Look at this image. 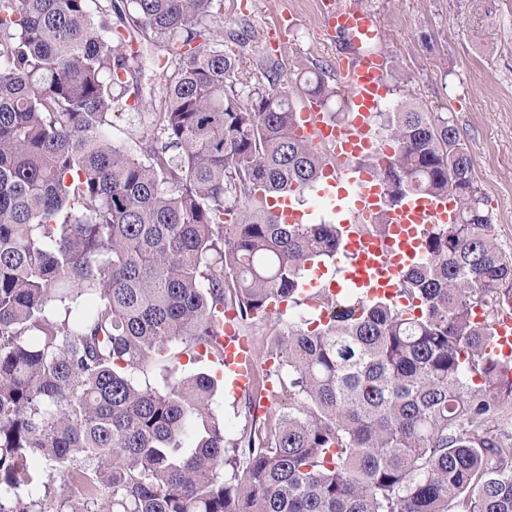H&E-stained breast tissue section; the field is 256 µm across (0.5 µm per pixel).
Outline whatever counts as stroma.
Instances as JSON below:
<instances>
[{
  "instance_id": "stroma-1",
  "label": "stroma",
  "mask_w": 512,
  "mask_h": 512,
  "mask_svg": "<svg viewBox=\"0 0 512 512\" xmlns=\"http://www.w3.org/2000/svg\"><path fill=\"white\" fill-rule=\"evenodd\" d=\"M299 0H224L215 27L221 34L246 30L243 67L249 82L263 81L262 63L284 65L282 82L296 109L307 100L297 87L300 66H333L337 46L322 34L319 10ZM375 13L382 28L378 50L411 79L409 91L427 112L448 116L474 164L475 176L502 248L512 251V0H358ZM283 13L295 20L285 35L286 52L271 54L268 31ZM252 339L260 370L272 362L267 348L280 325L257 316L239 323ZM244 395L219 378L212 398L228 438L249 429Z\"/></svg>"
}]
</instances>
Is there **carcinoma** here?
I'll return each instance as SVG.
<instances>
[{"mask_svg": "<svg viewBox=\"0 0 512 512\" xmlns=\"http://www.w3.org/2000/svg\"><path fill=\"white\" fill-rule=\"evenodd\" d=\"M215 2L0 0V512H512V362L473 320L512 313V254L457 128L407 92L384 113L387 205L456 207L405 271L407 305L319 289L271 344L267 395L288 405L233 442L209 373L134 380L177 349L223 360L224 310L300 304L342 243L270 212L330 158L296 133L279 65L244 79ZM145 42L174 61L149 102ZM304 83L337 96L319 64ZM144 106L150 139L114 144L112 113ZM48 471L78 490L34 497Z\"/></svg>", "mask_w": 512, "mask_h": 512, "instance_id": "obj_1", "label": "carcinoma"}]
</instances>
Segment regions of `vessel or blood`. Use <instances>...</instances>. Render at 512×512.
Returning <instances> with one entry per match:
<instances>
[{
    "label": "vessel or blood",
    "instance_id": "obj_1",
    "mask_svg": "<svg viewBox=\"0 0 512 512\" xmlns=\"http://www.w3.org/2000/svg\"><path fill=\"white\" fill-rule=\"evenodd\" d=\"M324 22L330 37L347 38L352 53L338 56L336 77L345 96L347 116L335 121L318 105L301 111L297 132L313 143L325 145L334 167L326 169V181L318 190L336 214L344 230L342 252L326 268L333 285L360 289L364 295L394 297L405 267L422 259L423 233L433 224L454 219L453 205L444 195L411 194L388 213L390 230L385 237L363 232L383 211V185L378 174L362 165V158L377 154L387 164L390 151L379 150L372 123L386 94V61L375 45L381 38L376 17L356 0H324ZM276 216L288 224H305L309 213L291 198L273 202ZM489 351L512 355V315L500 314Z\"/></svg>",
    "mask_w": 512,
    "mask_h": 512
}]
</instances>
